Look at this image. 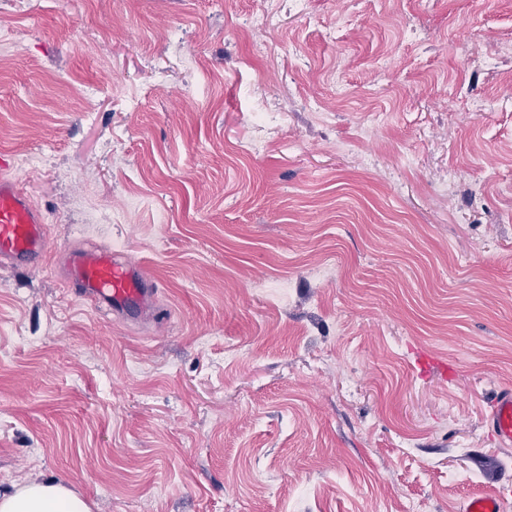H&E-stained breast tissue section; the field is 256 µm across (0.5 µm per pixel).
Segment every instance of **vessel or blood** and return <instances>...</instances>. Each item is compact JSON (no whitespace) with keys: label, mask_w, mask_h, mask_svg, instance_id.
I'll return each instance as SVG.
<instances>
[{"label":"vessel or blood","mask_w":512,"mask_h":512,"mask_svg":"<svg viewBox=\"0 0 512 512\" xmlns=\"http://www.w3.org/2000/svg\"><path fill=\"white\" fill-rule=\"evenodd\" d=\"M49 252L45 217L31 197L10 178H0V267L33 269ZM61 256L69 281L83 299L101 304L129 321L156 317L154 283L141 264L107 249H65ZM487 421L499 443L512 445V390L494 393Z\"/></svg>","instance_id":"vessel-or-blood-1"}]
</instances>
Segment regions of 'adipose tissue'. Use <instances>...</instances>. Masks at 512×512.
Masks as SVG:
<instances>
[{
	"label": "adipose tissue",
	"mask_w": 512,
	"mask_h": 512,
	"mask_svg": "<svg viewBox=\"0 0 512 512\" xmlns=\"http://www.w3.org/2000/svg\"><path fill=\"white\" fill-rule=\"evenodd\" d=\"M0 512H91V508L64 483L32 481L1 494Z\"/></svg>",
	"instance_id": "ef3b65f1"
}]
</instances>
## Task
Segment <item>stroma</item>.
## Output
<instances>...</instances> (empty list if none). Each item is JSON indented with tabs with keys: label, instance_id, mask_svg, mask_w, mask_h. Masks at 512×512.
I'll return each instance as SVG.
<instances>
[{
	"label": "stroma",
	"instance_id": "stroma-1",
	"mask_svg": "<svg viewBox=\"0 0 512 512\" xmlns=\"http://www.w3.org/2000/svg\"><path fill=\"white\" fill-rule=\"evenodd\" d=\"M475 32L511 39L512 0H0V175L53 248L142 261L162 317L115 318L52 255L0 269V491L512 512L486 423L512 388V57L468 56Z\"/></svg>",
	"mask_w": 512,
	"mask_h": 512
}]
</instances>
